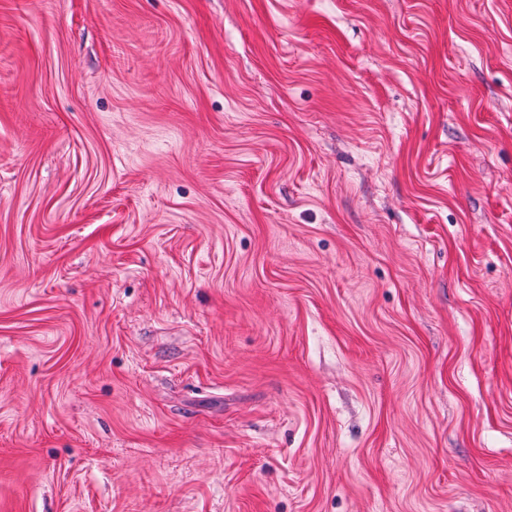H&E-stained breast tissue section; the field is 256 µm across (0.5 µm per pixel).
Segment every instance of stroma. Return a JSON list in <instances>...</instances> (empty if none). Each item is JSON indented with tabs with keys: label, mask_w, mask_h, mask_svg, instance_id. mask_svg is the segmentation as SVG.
Listing matches in <instances>:
<instances>
[{
	"label": "stroma",
	"mask_w": 512,
	"mask_h": 512,
	"mask_svg": "<svg viewBox=\"0 0 512 512\" xmlns=\"http://www.w3.org/2000/svg\"><path fill=\"white\" fill-rule=\"evenodd\" d=\"M0 512H512V0H0Z\"/></svg>",
	"instance_id": "stroma-1"
}]
</instances>
